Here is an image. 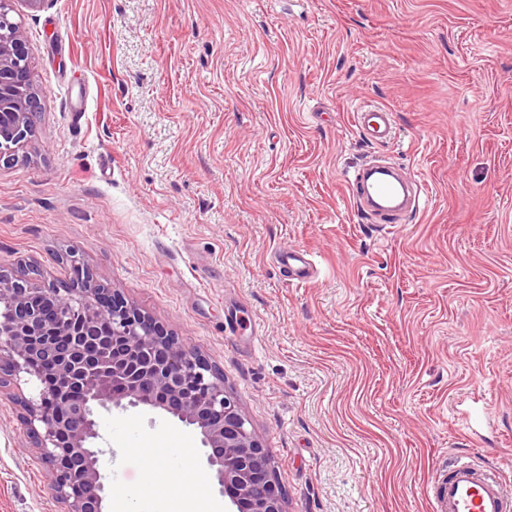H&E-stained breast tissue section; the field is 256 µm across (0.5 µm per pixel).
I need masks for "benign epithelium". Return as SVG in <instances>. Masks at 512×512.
<instances>
[{"instance_id": "1", "label": "benign epithelium", "mask_w": 512, "mask_h": 512, "mask_svg": "<svg viewBox=\"0 0 512 512\" xmlns=\"http://www.w3.org/2000/svg\"><path fill=\"white\" fill-rule=\"evenodd\" d=\"M12 3L0 0V125L19 150L42 104ZM78 270L79 288L0 274V364L42 385L39 398L21 406L29 439L52 466V497L66 512H104L95 408L143 405L199 430L230 512H285L262 439L215 367L89 268ZM34 294L50 305L32 304Z\"/></svg>"}]
</instances>
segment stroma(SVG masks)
Masks as SVG:
<instances>
[{"instance_id": "obj_1", "label": "stroma", "mask_w": 512, "mask_h": 512, "mask_svg": "<svg viewBox=\"0 0 512 512\" xmlns=\"http://www.w3.org/2000/svg\"><path fill=\"white\" fill-rule=\"evenodd\" d=\"M43 105L0 162V272L72 263L194 345L262 437L286 512H430L439 466L512 483V0H16ZM85 94L86 110L69 109ZM395 115L363 138L362 105ZM421 189L358 211L366 160ZM311 253L294 286L281 250ZM27 374L0 386V512H64L33 448ZM486 406L478 436L463 411ZM106 512L197 430L98 409ZM191 456H183V449ZM355 124L369 141L389 142L396 136L392 113L377 106H362L354 113Z\"/></svg>"}]
</instances>
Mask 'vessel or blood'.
<instances>
[{
    "label": "vessel or blood",
    "mask_w": 512,
    "mask_h": 512,
    "mask_svg": "<svg viewBox=\"0 0 512 512\" xmlns=\"http://www.w3.org/2000/svg\"><path fill=\"white\" fill-rule=\"evenodd\" d=\"M355 124L370 141L388 142L395 138L392 115L385 109L366 105L356 110ZM356 203L367 204L374 216L396 224L408 210L419 209L420 199L410 183L390 164L374 160L364 164L349 182ZM279 262L297 282H307L313 266L302 252L280 254ZM432 512H512V492L495 467L462 459L449 464L430 486Z\"/></svg>",
    "instance_id": "1"
}]
</instances>
